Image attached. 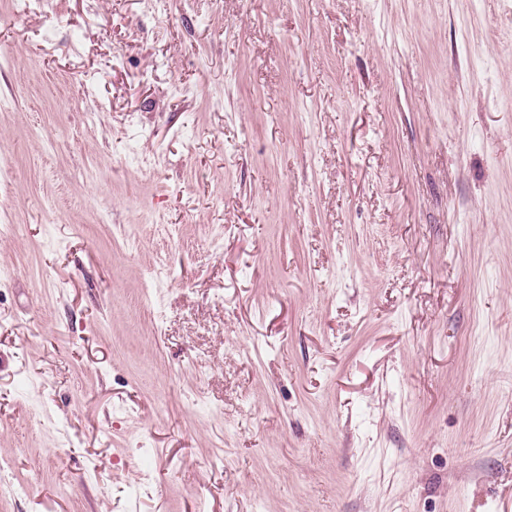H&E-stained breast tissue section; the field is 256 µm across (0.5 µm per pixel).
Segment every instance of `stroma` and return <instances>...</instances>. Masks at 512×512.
Wrapping results in <instances>:
<instances>
[{
  "instance_id": "1",
  "label": "stroma",
  "mask_w": 512,
  "mask_h": 512,
  "mask_svg": "<svg viewBox=\"0 0 512 512\" xmlns=\"http://www.w3.org/2000/svg\"><path fill=\"white\" fill-rule=\"evenodd\" d=\"M0 512H512V0H0Z\"/></svg>"
}]
</instances>
